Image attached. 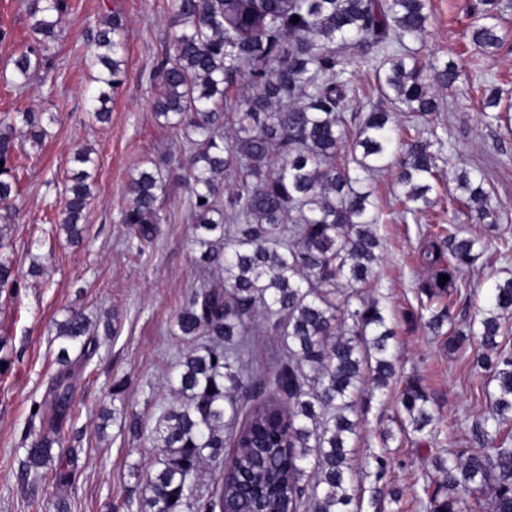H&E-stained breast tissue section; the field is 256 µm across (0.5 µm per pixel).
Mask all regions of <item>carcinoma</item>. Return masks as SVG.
<instances>
[{
    "label": "carcinoma",
    "instance_id": "carcinoma-1",
    "mask_svg": "<svg viewBox=\"0 0 512 512\" xmlns=\"http://www.w3.org/2000/svg\"><path fill=\"white\" fill-rule=\"evenodd\" d=\"M32 42L12 60L11 80L27 85L51 65V48L69 0H22ZM512 5L473 0L472 42L482 49L471 68L486 69L502 38L494 20ZM180 29L171 35L173 53L157 64L161 92L157 117L182 135L189 154L138 171L128 190L122 223L133 230L142 253L167 221L162 168L187 166L186 204L201 259L216 266L224 284L203 283L176 317L174 334L207 343L190 348L170 380L177 400L157 419L155 440L165 451L162 469L149 480L147 504L155 512L195 507L213 512H353L350 442L357 436V404L365 392L387 388L396 374L387 325L378 297L345 291L370 284L381 247L376 226L387 222L367 183L376 171L392 172L407 215L426 211L430 193L443 179L441 163L450 149L438 92L458 80L452 61L420 62L407 42L422 41L428 0H171ZM299 17L293 22V17ZM127 21L115 11L101 22L89 44L100 84L93 116L108 119L109 92L125 75ZM377 83L369 111L349 116L356 97L353 49ZM242 80L252 95L243 103L228 95ZM482 109L499 108L500 91L485 81L473 87ZM45 113L0 116V219L14 215L18 195L14 152L17 129L30 149L41 150ZM65 189L60 228L81 237L80 221L96 180L93 150L80 149ZM460 194L449 198L453 214L494 226L492 189L478 171L457 174ZM479 240L462 236L456 224L429 231L419 258L430 278L419 286L436 335L451 318L453 298L467 287L462 277ZM449 280L441 282L439 276ZM18 287L13 262L0 253V292ZM512 314V278L498 281L477 329L494 382L491 411L479 416L469 446L451 460L435 459L439 493L426 512H512V347L497 341ZM262 319L288 355L279 359L266 395L251 391L244 357L250 324ZM92 321L72 312L57 324V362L71 354L90 359ZM51 413L38 405L41 429L25 449L26 472L51 464L59 443L58 422L71 406L70 386L52 383ZM404 422L417 434L432 433L437 421L431 398L415 384L399 396ZM234 448L210 497L196 499L205 461Z\"/></svg>",
    "mask_w": 512,
    "mask_h": 512
}]
</instances>
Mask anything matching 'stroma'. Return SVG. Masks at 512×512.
Instances as JSON below:
<instances>
[{
  "label": "stroma",
  "mask_w": 512,
  "mask_h": 512,
  "mask_svg": "<svg viewBox=\"0 0 512 512\" xmlns=\"http://www.w3.org/2000/svg\"><path fill=\"white\" fill-rule=\"evenodd\" d=\"M469 4L430 0L427 34L415 45L422 60L451 59L461 70L457 90L444 98L454 149L438 203L418 218L378 227L376 274L388 324L396 331L397 374L389 388L363 395L360 402L352 456L361 512H426L427 495L438 488L432 457H454L465 447L473 421L489 409V376L473 365L479 340L471 339L468 352H454L446 336L403 318L404 312L419 309L418 287L428 277L420 245L428 226L451 217L446 200L456 188L452 174L457 167L480 171L492 184L498 207L512 215V131L490 124L469 93L485 77L512 100V11L498 21L503 44L482 77L470 64L479 50L469 36ZM115 11L129 28L125 76L112 96L109 121L99 123L89 114L98 88L87 46L96 27ZM176 28L170 0H74L61 24L52 67L19 89L5 81L4 73L31 41L28 20L18 0H0V31L7 34L0 41V114L34 110L55 116L40 153L15 150L18 213L0 231L20 282L16 291L0 293V512H57L61 502L68 512H138L163 456L154 427L162 407L175 399L168 377L188 347L174 334L176 317L203 281L222 283L218 271L201 262L193 242L183 170L168 176L163 203L168 221L144 252L131 249L129 227L121 222L131 178L149 162L183 150L181 138L153 110L158 92L153 70L170 50ZM83 146L94 150L98 171L82 241L75 246L57 225L70 159ZM465 276L472 294L458 296L451 309L460 324L486 306L495 281L512 276V250L490 247ZM73 310L96 316L97 351L89 363L73 365L72 415L61 427L53 462L72 470L75 479L62 486L50 476L36 480L27 475L24 460L39 430L33 406L44 401L59 369L56 325ZM252 344L245 363L254 385L284 350L260 325L252 332ZM409 381L424 388L439 413V444L426 445L416 434L399 430L397 401ZM116 400L125 404V415L101 421L102 409ZM373 450L386 458L385 480L401 490L399 502L377 497L373 479L363 476Z\"/></svg>",
  "instance_id": "obj_1"
}]
</instances>
